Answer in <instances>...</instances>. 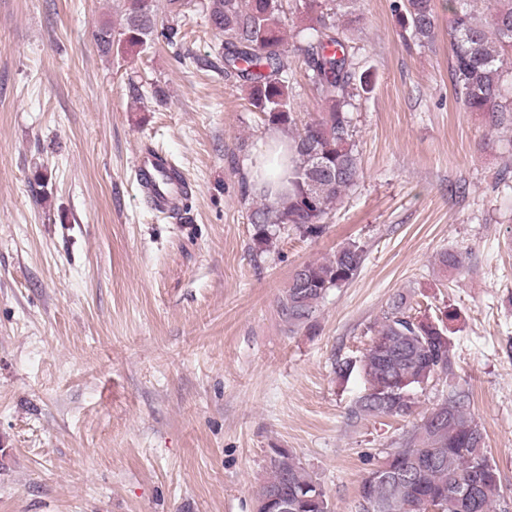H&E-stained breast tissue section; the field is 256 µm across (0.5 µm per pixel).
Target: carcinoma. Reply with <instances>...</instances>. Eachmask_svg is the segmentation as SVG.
Instances as JSON below:
<instances>
[{
  "instance_id": "cac0c4a2",
  "label": "carcinoma",
  "mask_w": 512,
  "mask_h": 512,
  "mask_svg": "<svg viewBox=\"0 0 512 512\" xmlns=\"http://www.w3.org/2000/svg\"><path fill=\"white\" fill-rule=\"evenodd\" d=\"M306 24L298 47L306 76L322 103L318 117L290 137L287 175L269 197L250 185L249 221L252 241L261 251L292 231L317 238L326 220L361 175V158L350 112L354 90L372 87L370 69H361L359 48L350 45L347 24L336 12V0H298ZM474 0H448L451 59L449 79L457 104L483 115L488 133H512V0H484L477 14ZM124 23L118 34L105 24L94 34L104 52L113 43L143 50L155 40L172 43L177 30L158 27L154 0H124ZM208 22L224 32V77L245 86L249 103L269 124L296 125L290 100L288 55L282 0H207ZM399 23L420 42L435 37L438 15L433 0H404ZM364 261V249L352 241L322 262L300 266L291 277L280 308L290 325L310 321L327 293L346 284ZM441 268L460 270L465 257L445 251ZM458 314L447 308L424 313L410 297L396 294L363 358L336 363V374L358 371L368 384L354 403L352 415L406 417L413 413V395L434 381L455 377L453 323ZM470 393L458 387L402 436L399 446L362 480L363 512H506L508 498L499 470L485 448V435L468 409ZM288 499V512H332L321 483L286 448H271L267 477L256 494V512H271L266 495Z\"/></svg>"
}]
</instances>
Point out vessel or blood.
I'll return each mask as SVG.
<instances>
[{
	"label": "vessel or blood",
	"instance_id": "vessel-or-blood-1",
	"mask_svg": "<svg viewBox=\"0 0 512 512\" xmlns=\"http://www.w3.org/2000/svg\"><path fill=\"white\" fill-rule=\"evenodd\" d=\"M135 172L155 208L161 211L179 210L191 190L190 183L170 159L150 148L138 151Z\"/></svg>",
	"mask_w": 512,
	"mask_h": 512
}]
</instances>
